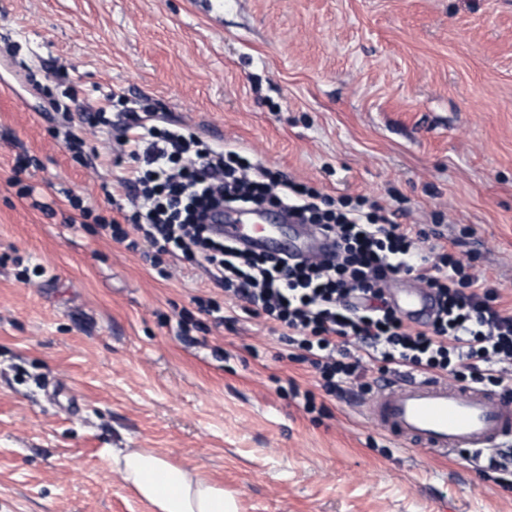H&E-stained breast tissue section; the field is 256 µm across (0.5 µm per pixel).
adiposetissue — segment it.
Here are the masks:
<instances>
[{"label":"adipose tissue","mask_w":512,"mask_h":512,"mask_svg":"<svg viewBox=\"0 0 512 512\" xmlns=\"http://www.w3.org/2000/svg\"><path fill=\"white\" fill-rule=\"evenodd\" d=\"M112 462L156 512H238L235 498L222 487L150 451L118 452Z\"/></svg>","instance_id":"obj_1"}]
</instances>
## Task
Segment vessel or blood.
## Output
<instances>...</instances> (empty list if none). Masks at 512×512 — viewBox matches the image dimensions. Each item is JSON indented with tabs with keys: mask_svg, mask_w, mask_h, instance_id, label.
Listing matches in <instances>:
<instances>
[{
	"mask_svg": "<svg viewBox=\"0 0 512 512\" xmlns=\"http://www.w3.org/2000/svg\"><path fill=\"white\" fill-rule=\"evenodd\" d=\"M218 231L240 237L256 250L288 256L328 258L336 250L333 237L298 225L288 234L289 218L278 207L214 211ZM393 305L409 322L421 325L435 311L431 291L410 281L389 291ZM360 412L406 449L451 453L494 452L512 446V401L501 392L451 387L439 378L402 370L381 381Z\"/></svg>",
	"mask_w": 512,
	"mask_h": 512,
	"instance_id": "b4317fda",
	"label": "vessel or blood"
}]
</instances>
